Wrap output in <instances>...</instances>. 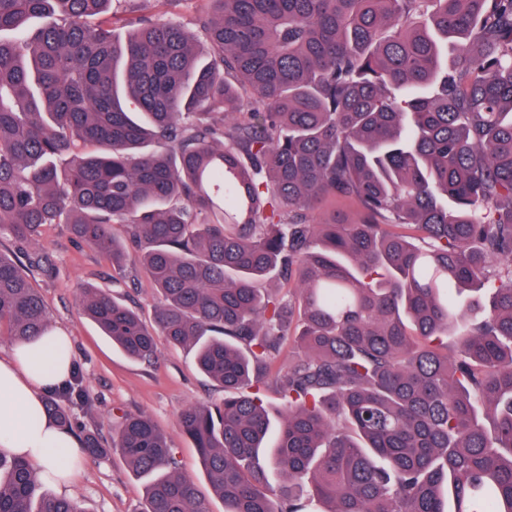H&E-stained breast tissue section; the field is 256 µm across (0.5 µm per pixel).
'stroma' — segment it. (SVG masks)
Instances as JSON below:
<instances>
[{
    "label": "stroma",
    "mask_w": 512,
    "mask_h": 512,
    "mask_svg": "<svg viewBox=\"0 0 512 512\" xmlns=\"http://www.w3.org/2000/svg\"><path fill=\"white\" fill-rule=\"evenodd\" d=\"M36 246L50 272L34 273L33 286L47 305L52 325L72 335L76 370L92 402L90 410L73 409L75 431L95 429L106 438L122 414H147L167 435L182 473L204 482L197 450L182 433L178 415L186 406L220 400L224 392L197 369L194 349L174 347L161 339L152 362H139L113 348L95 324L79 315V289L91 285L137 310L144 321H151L154 288L145 280L135 286L127 280L114 282L110 260L75 242L66 225L44 227ZM71 496L88 512H142L145 483L116 449L107 459L86 461L72 484Z\"/></svg>",
    "instance_id": "35a3bbf8"
}]
</instances>
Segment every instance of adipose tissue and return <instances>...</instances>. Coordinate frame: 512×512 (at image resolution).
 Masks as SVG:
<instances>
[{"label":"adipose tissue","mask_w":512,"mask_h":512,"mask_svg":"<svg viewBox=\"0 0 512 512\" xmlns=\"http://www.w3.org/2000/svg\"><path fill=\"white\" fill-rule=\"evenodd\" d=\"M74 366L73 338L60 328L0 357V454L24 459L63 495L84 466L80 439L47 412L44 396L65 386Z\"/></svg>","instance_id":"adipose-tissue-1"}]
</instances>
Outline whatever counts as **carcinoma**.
<instances>
[{
	"instance_id": "obj_1",
	"label": "carcinoma",
	"mask_w": 512,
	"mask_h": 512,
	"mask_svg": "<svg viewBox=\"0 0 512 512\" xmlns=\"http://www.w3.org/2000/svg\"><path fill=\"white\" fill-rule=\"evenodd\" d=\"M114 2L0 0V238L144 271L152 323L81 314L224 397L179 416L205 486L144 413L81 452L120 449L144 512H512V0H203L194 31ZM336 197L358 223L313 220ZM49 329L0 251V336ZM0 512L86 510L0 455Z\"/></svg>"
}]
</instances>
